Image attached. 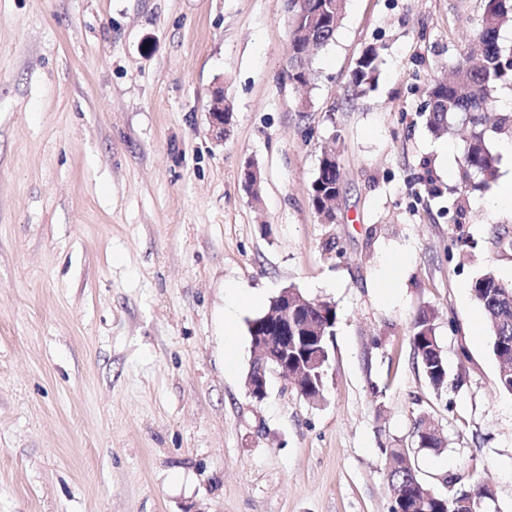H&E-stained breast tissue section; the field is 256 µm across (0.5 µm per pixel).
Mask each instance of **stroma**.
<instances>
[{
	"mask_svg": "<svg viewBox=\"0 0 512 512\" xmlns=\"http://www.w3.org/2000/svg\"><path fill=\"white\" fill-rule=\"evenodd\" d=\"M483 7L346 0L301 92L286 0H0V512H390L387 448L512 512V394L470 291L512 282V209L463 192L464 142L423 110ZM328 148L333 224L309 198ZM288 286L336 310L318 404L277 374L246 393L248 322ZM230 288L260 303L227 337ZM424 417L441 448L418 447ZM379 67V52L375 47L366 48L356 63L352 82L360 93L366 92L367 86L375 79ZM212 97V105L207 113L208 134L216 141H223L224 127L227 125L229 120V112H227L228 109L224 105L223 84H218ZM224 120L226 122H224ZM433 310H422L414 318L410 341L414 358L423 367L429 385L436 391L448 386V371L435 333Z\"/></svg>",
	"mask_w": 512,
	"mask_h": 512,
	"instance_id": "obj_1",
	"label": "stroma"
}]
</instances>
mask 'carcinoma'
<instances>
[{"instance_id": "cac0c4a2", "label": "carcinoma", "mask_w": 512, "mask_h": 512, "mask_svg": "<svg viewBox=\"0 0 512 512\" xmlns=\"http://www.w3.org/2000/svg\"><path fill=\"white\" fill-rule=\"evenodd\" d=\"M288 3L294 4L295 12H303L301 30L308 26L309 15L320 17V23L308 36L296 38L297 55L290 59L289 79L300 81L305 88L313 80L311 59L334 39L346 0H303L301 4L288 0ZM511 19L512 0H485L483 11L474 23L469 47L477 62L469 65L459 59L450 80L431 85L424 105L427 124L437 135L451 130L458 118L470 126L460 170L462 189L470 194L491 190L497 179L498 157L486 145L484 124L486 113L496 109V88L503 82L512 85V49L506 50L498 43L500 27ZM378 67V50L366 48L352 74L353 85L359 92H366ZM341 179L339 159L325 161L309 190L314 209L325 211V202L337 199ZM471 292L484 311L485 330L491 338L493 354L499 361L504 357L512 361L511 354L506 356L502 352V348L512 347V284L486 273L473 281ZM435 317L432 310L420 311L412 322L410 341L414 358L421 363L429 385L439 391L448 386V371L435 333ZM297 318L322 328V336L316 339L322 366L314 369L308 379L309 385L317 389L323 382L325 364L330 360L329 337L333 335L336 312L327 305L308 306L302 308ZM383 452L392 460L388 472L389 485L395 492L391 512H452L456 500H470L472 512H483L485 501L494 498L490 486L467 485L459 477L446 481L447 493H437L418 478L410 455L402 454L398 448H385Z\"/></svg>"}]
</instances>
